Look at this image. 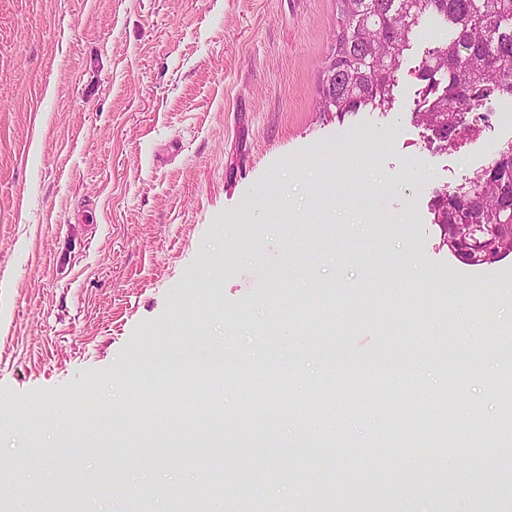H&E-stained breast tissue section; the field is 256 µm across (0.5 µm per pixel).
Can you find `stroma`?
<instances>
[{
    "label": "stroma",
    "instance_id": "1",
    "mask_svg": "<svg viewBox=\"0 0 512 512\" xmlns=\"http://www.w3.org/2000/svg\"><path fill=\"white\" fill-rule=\"evenodd\" d=\"M336 10L0 0L5 512L36 499L60 512L72 469L94 488L84 512H197L227 438L211 512L243 493L334 512L365 489L385 512H512V424L489 394L512 369V255L464 264L429 214L512 126L491 115L456 150L431 149L413 111L437 39L421 35L391 111L318 112ZM364 188L381 190L379 213L350 205ZM411 206L418 221L400 223ZM218 348L237 374L189 375ZM339 355L388 367L376 411L311 406L330 386L356 396L326 371ZM172 380L220 410L159 416ZM269 383L271 413L243 416ZM91 397L109 427H72ZM464 419L479 431L436 439Z\"/></svg>",
    "mask_w": 512,
    "mask_h": 512
}]
</instances>
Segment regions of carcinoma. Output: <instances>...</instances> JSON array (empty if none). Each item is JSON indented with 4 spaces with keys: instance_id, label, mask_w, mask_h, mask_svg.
Masks as SVG:
<instances>
[{
    "instance_id": "carcinoma-1",
    "label": "carcinoma",
    "mask_w": 512,
    "mask_h": 512,
    "mask_svg": "<svg viewBox=\"0 0 512 512\" xmlns=\"http://www.w3.org/2000/svg\"><path fill=\"white\" fill-rule=\"evenodd\" d=\"M339 30L322 79L319 111H388L405 51L423 22L451 27L428 49L417 79L425 85L415 118L431 131L430 148L448 151L474 131L469 116L489 101L512 98V0H336ZM512 141L475 178L452 192L437 191L432 223L448 251L458 248L455 225L502 224L487 240L475 230L469 265L512 254Z\"/></svg>"
}]
</instances>
